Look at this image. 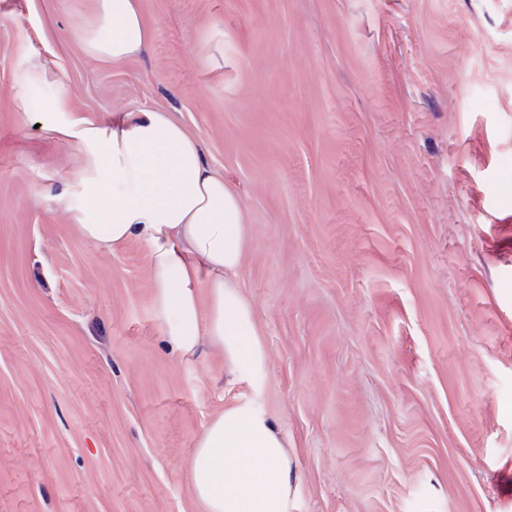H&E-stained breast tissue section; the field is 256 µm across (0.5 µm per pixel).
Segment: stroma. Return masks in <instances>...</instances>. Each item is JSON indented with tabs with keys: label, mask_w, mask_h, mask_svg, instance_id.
<instances>
[{
	"label": "stroma",
	"mask_w": 512,
	"mask_h": 512,
	"mask_svg": "<svg viewBox=\"0 0 512 512\" xmlns=\"http://www.w3.org/2000/svg\"><path fill=\"white\" fill-rule=\"evenodd\" d=\"M0 0V512H206L238 399L282 432L288 512H512V0ZM163 112L242 198L253 390L168 351L146 248L68 209L72 131ZM89 17L76 27L80 48L108 63L133 54L146 40L138 0H94Z\"/></svg>",
	"instance_id": "stroma-1"
}]
</instances>
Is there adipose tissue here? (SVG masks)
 Listing matches in <instances>:
<instances>
[{"instance_id":"obj_1","label":"adipose tissue","mask_w":512,"mask_h":512,"mask_svg":"<svg viewBox=\"0 0 512 512\" xmlns=\"http://www.w3.org/2000/svg\"><path fill=\"white\" fill-rule=\"evenodd\" d=\"M76 27L81 49L118 63L147 37L138 0H94ZM82 156L73 210L83 237L104 249L139 237L155 286L165 347L194 355L202 337L261 388L268 354L250 302L234 277L241 265L244 204L204 165L196 141L162 112L126 113L75 135ZM208 309H201L200 290ZM192 482L207 512H285L292 473L281 432L251 399L235 401L197 438Z\"/></svg>"}]
</instances>
